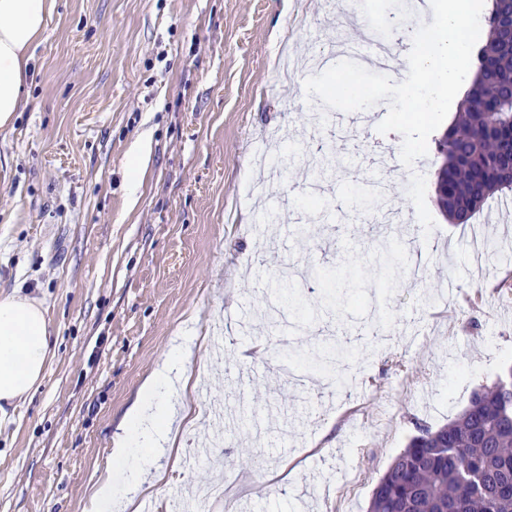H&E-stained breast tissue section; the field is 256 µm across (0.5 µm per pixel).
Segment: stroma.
<instances>
[{
    "instance_id": "obj_1",
    "label": "stroma",
    "mask_w": 512,
    "mask_h": 512,
    "mask_svg": "<svg viewBox=\"0 0 512 512\" xmlns=\"http://www.w3.org/2000/svg\"><path fill=\"white\" fill-rule=\"evenodd\" d=\"M57 0L27 104L0 130V292L38 298L56 355L0 423V512H87L113 435L173 341L195 340L198 417L181 431L165 506L207 512H367L421 430L512 370V221L407 196L435 152L400 161L388 104L316 122L281 50L358 55L369 31L403 62L396 0ZM143 163L129 170L135 152ZM334 176L311 195L308 156ZM375 197L379 208L363 199ZM402 256L381 264L383 239ZM345 303L325 308L321 275ZM458 292L448 297V282ZM251 463H239L241 453Z\"/></svg>"
}]
</instances>
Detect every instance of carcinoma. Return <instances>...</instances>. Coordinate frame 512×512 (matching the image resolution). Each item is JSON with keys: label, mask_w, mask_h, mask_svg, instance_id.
Returning a JSON list of instances; mask_svg holds the SVG:
<instances>
[{"label": "carcinoma", "mask_w": 512, "mask_h": 512, "mask_svg": "<svg viewBox=\"0 0 512 512\" xmlns=\"http://www.w3.org/2000/svg\"><path fill=\"white\" fill-rule=\"evenodd\" d=\"M512 0H491L474 47L472 84L439 138L436 207L470 224L512 192ZM499 135H488L489 123ZM368 512H512V403L499 384L475 390L451 423L413 437L373 490Z\"/></svg>", "instance_id": "obj_1"}]
</instances>
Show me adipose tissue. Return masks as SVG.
<instances>
[{
	"instance_id": "ef3b65f1",
	"label": "adipose tissue",
	"mask_w": 512,
	"mask_h": 512,
	"mask_svg": "<svg viewBox=\"0 0 512 512\" xmlns=\"http://www.w3.org/2000/svg\"><path fill=\"white\" fill-rule=\"evenodd\" d=\"M55 0H0V129L24 103L31 48L42 37ZM46 311L40 300L20 291L0 293V415L27 401L42 385L55 356ZM189 345L173 347L157 373L141 386L111 440L106 467L96 480L89 512H137L145 496L159 497L168 472L159 456H173L190 413L173 397L188 391Z\"/></svg>"
}]
</instances>
